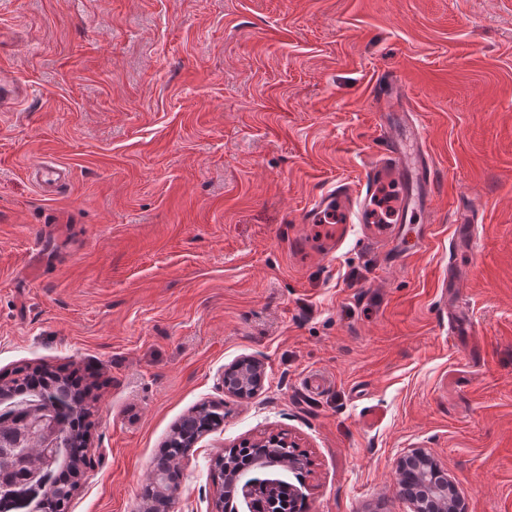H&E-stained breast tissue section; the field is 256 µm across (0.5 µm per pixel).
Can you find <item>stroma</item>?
Wrapping results in <instances>:
<instances>
[{
    "mask_svg": "<svg viewBox=\"0 0 512 512\" xmlns=\"http://www.w3.org/2000/svg\"><path fill=\"white\" fill-rule=\"evenodd\" d=\"M0 32L21 92L0 112V374L90 388L68 512H143L203 403L224 421L170 512H213L214 458L279 432L311 461L307 512H412L395 469L416 448L468 512H512V0H0ZM388 82L432 208L409 254L376 222L319 255L329 228L302 217L362 182ZM35 160L69 168L55 196ZM242 357L266 371L247 399L222 383ZM223 420L224 414L207 404H201L191 414H187L181 419L162 451L153 459V476L144 485L142 491L144 501L159 500L164 509L168 506L170 498L164 494L163 490L171 488L173 475L177 473L180 459L186 451V448L180 446L183 442L182 433L207 430L219 425Z\"/></svg>",
    "mask_w": 512,
    "mask_h": 512,
    "instance_id": "1",
    "label": "stroma"
}]
</instances>
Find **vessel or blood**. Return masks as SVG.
I'll list each match as a JSON object with an SVG mask.
<instances>
[{"label":"vessel or blood","instance_id":"1","mask_svg":"<svg viewBox=\"0 0 512 512\" xmlns=\"http://www.w3.org/2000/svg\"><path fill=\"white\" fill-rule=\"evenodd\" d=\"M27 174L40 191L45 192L64 180L68 170L59 164L40 163L29 167ZM383 184L394 186L397 192L394 220L398 225L409 224L416 213L431 207L436 173L418 132L406 137L388 133L383 149L370 161L359 189L335 186L319 196L315 208L320 211L337 205L349 214H368L372 209L371 198Z\"/></svg>","mask_w":512,"mask_h":512}]
</instances>
